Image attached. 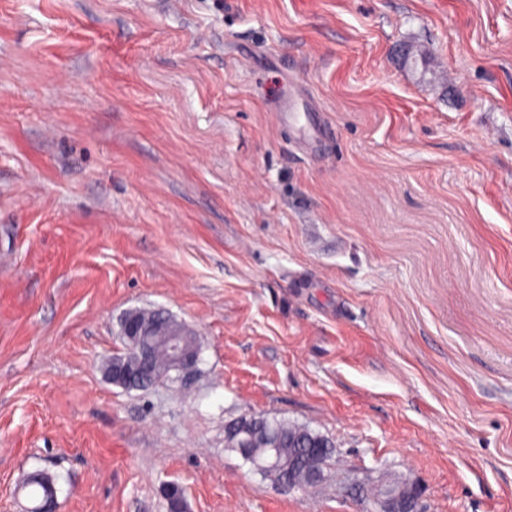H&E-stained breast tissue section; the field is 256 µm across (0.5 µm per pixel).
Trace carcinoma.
Here are the masks:
<instances>
[{"instance_id": "cac0c4a2", "label": "carcinoma", "mask_w": 512, "mask_h": 512, "mask_svg": "<svg viewBox=\"0 0 512 512\" xmlns=\"http://www.w3.org/2000/svg\"><path fill=\"white\" fill-rule=\"evenodd\" d=\"M124 318L135 323L154 326L155 335L148 337L150 343V365L144 367L140 357L132 350L131 342L121 337L123 352L112 357L113 368L123 377L128 390H147L154 380L167 376L171 363V351L164 340L167 332L180 333V341L187 350L200 352L196 333L170 314H161L155 309H132ZM255 459L262 460L275 454L279 467L267 472L277 483L290 482L297 488L320 484L313 473L323 469L332 455L334 444L324 436L295 423L269 419L265 416L241 418L226 428L225 447L239 452L242 446ZM25 488L36 502L35 512H50L54 504L56 489L54 481L40 473L31 476ZM169 512H185V498L181 487L170 483L164 487Z\"/></svg>"}]
</instances>
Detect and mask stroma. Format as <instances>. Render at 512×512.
Returning a JSON list of instances; mask_svg holds the SVG:
<instances>
[{"label":"stroma","instance_id":"1","mask_svg":"<svg viewBox=\"0 0 512 512\" xmlns=\"http://www.w3.org/2000/svg\"><path fill=\"white\" fill-rule=\"evenodd\" d=\"M134 308L189 386L105 378ZM251 415L324 483L226 448ZM37 470L56 512H512V0H0V512ZM128 319L135 323L143 325H153L154 332L158 335L146 336L137 325H130L126 328L127 336H146L150 343V351L146 345L139 346V352L142 359H147L150 353L149 371L145 370L140 357L132 350L131 342L125 336H121L123 343V352L112 357L114 360L113 368L117 370V375L123 377V382L128 390H147L153 380L167 377V371L170 367L171 356L173 369L176 379L180 382L192 377L199 364L200 346L196 333L183 323L176 321L169 313L160 314L156 309H132L125 313L121 319ZM167 332H178L181 335L180 341L187 350L196 352H186L181 347L178 338L173 337L170 340V347L164 340ZM243 421L238 424V421ZM245 421V422H244ZM243 441L256 460L275 454L279 467L266 471L278 484L288 479L293 488L322 482L313 473L323 467L335 448L332 441L305 426L265 416L242 417L226 428L225 446L241 454Z\"/></svg>","mask_w":512,"mask_h":512}]
</instances>
